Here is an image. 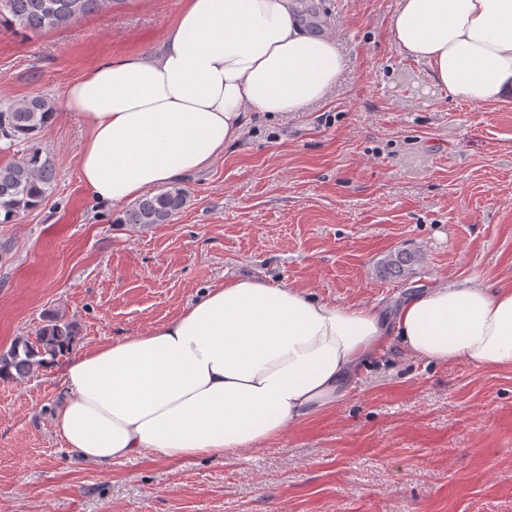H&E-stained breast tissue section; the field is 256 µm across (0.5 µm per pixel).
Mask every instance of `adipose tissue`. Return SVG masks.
Wrapping results in <instances>:
<instances>
[{
	"instance_id": "adipose-tissue-1",
	"label": "adipose tissue",
	"mask_w": 512,
	"mask_h": 512,
	"mask_svg": "<svg viewBox=\"0 0 512 512\" xmlns=\"http://www.w3.org/2000/svg\"><path fill=\"white\" fill-rule=\"evenodd\" d=\"M391 32L452 97L512 101V0H397ZM341 70L335 37L306 29L296 0H183L159 55L107 56L66 87L86 128L81 181L103 204L142 197L209 167L252 114L322 100ZM393 337L418 359L512 368V287L447 282L386 318L228 278L160 325L70 355L56 434L103 465L271 446L332 407Z\"/></svg>"
}]
</instances>
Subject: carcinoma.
<instances>
[{"instance_id": "1", "label": "carcinoma", "mask_w": 512, "mask_h": 512, "mask_svg": "<svg viewBox=\"0 0 512 512\" xmlns=\"http://www.w3.org/2000/svg\"><path fill=\"white\" fill-rule=\"evenodd\" d=\"M102 0H0V27L24 31L66 28L95 12ZM57 104L45 95L0 107V141L4 150L17 149L20 156L0 166V224H10L23 210L41 205L51 194L55 167L30 146L52 123ZM28 148H23V145ZM190 201L186 189L172 185L141 197L126 212L124 223L151 226L166 224ZM417 252L400 250L387 254L377 266L380 276L404 278L419 262ZM77 327L62 315H53L34 338H17L0 351V379L29 377L44 366V357H55L77 341Z\"/></svg>"}]
</instances>
